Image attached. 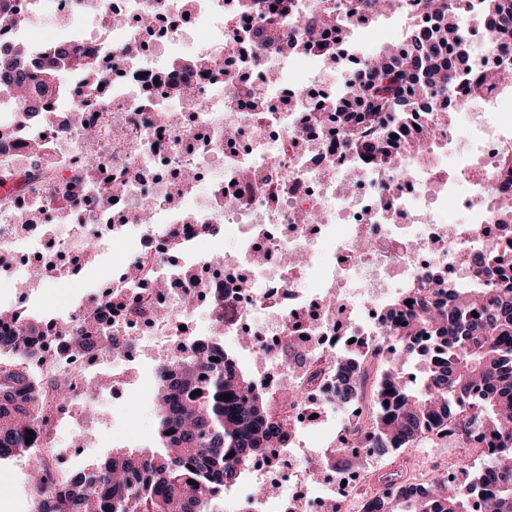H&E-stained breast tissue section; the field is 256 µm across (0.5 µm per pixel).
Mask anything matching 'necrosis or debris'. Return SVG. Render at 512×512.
I'll return each instance as SVG.
<instances>
[{"instance_id":"1","label":"necrosis or debris","mask_w":512,"mask_h":512,"mask_svg":"<svg viewBox=\"0 0 512 512\" xmlns=\"http://www.w3.org/2000/svg\"><path fill=\"white\" fill-rule=\"evenodd\" d=\"M266 2L257 0L244 18L229 0H191L186 9L182 0H83L78 14L71 0H16L18 8L35 17L50 15L51 22L38 40L19 29L10 31L11 40L39 50L67 39L94 55L112 54L117 69L104 79L98 100L83 109L94 137L69 124L73 105L67 98L53 99L38 126L0 144V167L45 166L58 181L93 153L100 161L94 186L107 187L110 176L125 170L147 178L112 191V209L126 219L117 228L102 213L60 208L41 188L1 206L0 256L9 260L20 285L35 291L41 282L30 271L40 246L52 245L60 255L96 253L130 234L139 243L134 261L143 276L156 278L166 274L163 263L173 240L193 246L203 239L201 225H223L236 245L235 274L207 280L199 306L222 295L225 336L251 337L254 351L297 328L310 356L301 370L260 361L272 410L292 422L297 438L289 448L275 449L271 459L248 463L247 481L224 493V512H251L252 484L279 490L263 500L261 512H287L292 503L304 512H324L331 502L337 512H368L367 498H357L352 510L336 491L355 464L377 465L372 450L349 436L372 381L343 404L348 415L337 445L349 450L352 466L318 474L307 464L301 433L329 423L334 411L333 368L324 357L333 351L352 358L382 345L380 322L391 300L409 289L433 299L425 278L430 269L446 271L449 284L469 286L471 257L484 250L512 276V237L501 208L512 197V181L497 167L501 153L512 148V90L489 89L479 97L478 111L460 112L456 106L467 96V82L459 80L448 89L454 119L427 124L429 135L456 145V152L425 164L403 147L395 165L377 163L354 147L344 125L323 119L340 90L328 76L334 61L311 49L290 54L264 39ZM349 2L289 0L286 26H302L309 15L362 26L365 12L350 11ZM146 14L156 20L149 32L139 23ZM457 20L467 41L481 48L480 73L512 67V39L497 38L472 8ZM164 76L183 85L184 93L158 88ZM229 81L240 87L230 105L222 94ZM39 136L46 149L35 155L28 142ZM259 180L265 193L251 192ZM146 200L152 220L144 224L139 206ZM452 209L461 222H449ZM163 301L173 310L170 320L121 318L120 340L127 349L112 358L120 367L112 388L123 386L122 368L135 362L149 337L210 336V329L190 328L176 292ZM88 359L85 353L68 356L73 399L53 407L49 428L32 443L61 478L66 472L55 447L58 430L96 423L78 374ZM292 386L301 387L311 405L283 406L280 395Z\"/></svg>"}]
</instances>
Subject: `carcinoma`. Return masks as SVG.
I'll return each instance as SVG.
<instances>
[{"label":"carcinoma","instance_id":"obj_1","mask_svg":"<svg viewBox=\"0 0 512 512\" xmlns=\"http://www.w3.org/2000/svg\"><path fill=\"white\" fill-rule=\"evenodd\" d=\"M418 7L434 17L423 30L412 28L398 52L387 48L364 72L343 80L344 92L329 111L360 132L380 113L392 114L381 125L376 144L388 157L396 142L394 126L416 117L403 97L406 86L418 85L427 97L443 94L461 73L473 66L477 54L461 43L455 27L456 0H417ZM488 26L502 33L512 28V0H477ZM28 15L14 8L13 0H0V27L21 25ZM336 53L337 47L312 30L288 38L284 46L296 50L303 42ZM31 61L26 47L0 46V77L11 83L18 100L16 123H35L42 106L63 87L69 88L75 104L93 98L98 79L105 73L101 60L75 56L64 48H46L39 61V77L30 84ZM32 185L57 194L69 204L104 211L108 194L92 192L79 177L54 181L39 168L0 170L3 202ZM494 256L478 252L473 274L486 288H457L448 284L437 268L426 278L436 287L435 300L423 303L396 325L386 323L383 332L391 343L390 356L377 363L351 358L333 360L336 366V401L342 402L358 389L360 377L369 369L378 376L375 396L364 408L363 419L352 428L355 435L379 456L406 448L422 435L472 441L482 464L472 469L468 459L453 462L462 473L474 470L465 489L448 483L446 470H436L434 480L419 499L394 478L385 495L372 507L378 512H470L468 503L481 485L484 471L494 472L497 492L483 498L480 512H512V280L491 274ZM123 273L136 288L130 294L114 292L105 310L127 317L151 314L158 320L171 316L168 307H152L137 297L148 288H167L165 280L140 279L139 270ZM182 305L191 307L194 289L204 278L190 266L175 267ZM478 313L474 317L471 312ZM10 316L3 324L11 329L0 334V457L27 456L33 464L34 491L40 512H215V502L224 498V488L237 484L243 465L286 448L293 432L288 420L270 415L268 398L258 378L244 373L235 353L216 337L197 346L192 339L175 342L174 351L155 368L154 410L161 450L112 452L92 467L77 471L57 487L41 458L25 443L28 431L44 428L52 402L64 401L72 388L71 377L52 349L45 350L46 378L33 377L26 359L33 344L25 332L33 329L26 316L0 310ZM63 337L64 348L79 354L93 347L110 353L119 348L109 318L89 320L83 313L57 326L45 328L42 340L49 344ZM280 362L302 365L304 355L295 337L283 336L274 345ZM416 361L420 377L402 381L398 372ZM199 390L201 394L191 396ZM229 395L224 400L222 396Z\"/></svg>","mask_w":512,"mask_h":512}]
</instances>
